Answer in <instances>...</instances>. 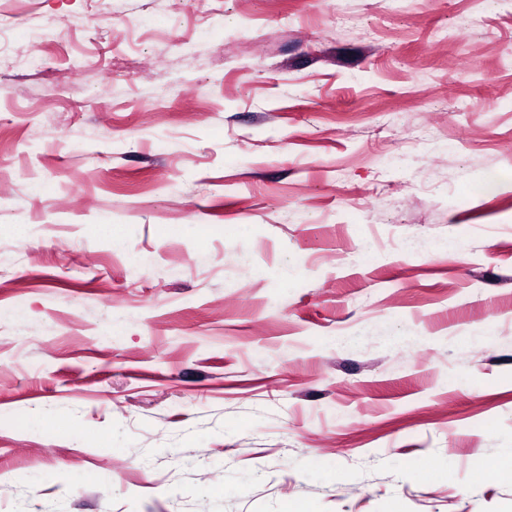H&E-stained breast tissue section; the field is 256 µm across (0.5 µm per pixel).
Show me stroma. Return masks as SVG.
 I'll use <instances>...</instances> for the list:
<instances>
[{
  "label": "stroma",
  "mask_w": 512,
  "mask_h": 512,
  "mask_svg": "<svg viewBox=\"0 0 512 512\" xmlns=\"http://www.w3.org/2000/svg\"><path fill=\"white\" fill-rule=\"evenodd\" d=\"M0 14V512H512V0Z\"/></svg>",
  "instance_id": "obj_1"
}]
</instances>
